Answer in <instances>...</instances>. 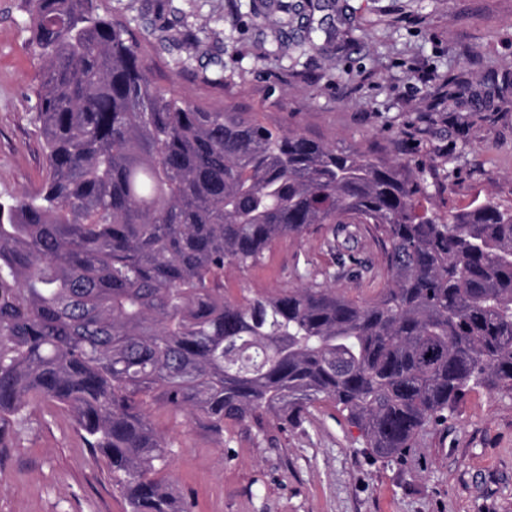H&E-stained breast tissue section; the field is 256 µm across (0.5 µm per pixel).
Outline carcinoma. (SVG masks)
<instances>
[{
  "instance_id": "cac0c4a2",
  "label": "carcinoma",
  "mask_w": 512,
  "mask_h": 512,
  "mask_svg": "<svg viewBox=\"0 0 512 512\" xmlns=\"http://www.w3.org/2000/svg\"><path fill=\"white\" fill-rule=\"evenodd\" d=\"M40 60L38 185L0 202V444L31 407L73 412L128 512H187L151 409L286 431L336 408L403 463L477 388L512 392V206L442 217L399 161L339 151L254 112L161 92L103 0H28ZM298 16L325 0L279 3ZM331 38L324 17L297 46ZM325 224L370 227L389 288L368 304L322 281L231 299Z\"/></svg>"
}]
</instances>
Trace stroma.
<instances>
[{
  "label": "stroma",
  "mask_w": 512,
  "mask_h": 512,
  "mask_svg": "<svg viewBox=\"0 0 512 512\" xmlns=\"http://www.w3.org/2000/svg\"><path fill=\"white\" fill-rule=\"evenodd\" d=\"M132 19L158 88L211 109L261 113L340 150L367 149L422 172L441 212L493 193L512 205V0H332L324 50L291 45L277 0H104ZM26 0H0V198L44 165L31 121L39 63ZM325 229L284 239L262 265L224 271L231 297L336 271L357 302L388 284L371 233L344 262ZM175 447L165 475L193 512H512V393L467 394L447 428L417 438L405 463L375 458L334 408L266 437L151 412ZM0 512H127L72 415L39 405L0 441Z\"/></svg>",
  "instance_id": "35a3bbf8"
}]
</instances>
